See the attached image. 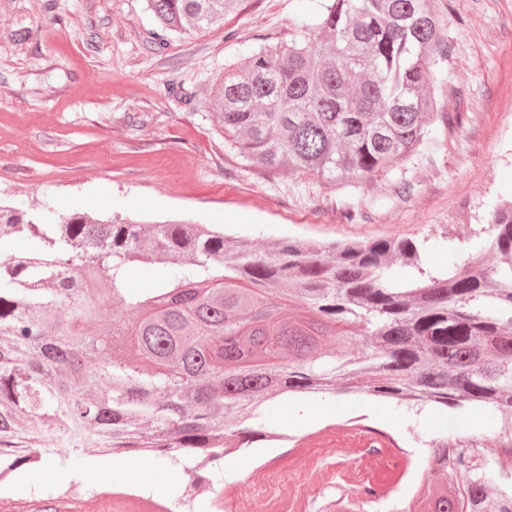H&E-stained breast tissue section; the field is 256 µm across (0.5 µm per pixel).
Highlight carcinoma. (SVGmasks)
I'll return each instance as SVG.
<instances>
[{
	"label": "carcinoma",
	"instance_id": "1",
	"mask_svg": "<svg viewBox=\"0 0 512 512\" xmlns=\"http://www.w3.org/2000/svg\"><path fill=\"white\" fill-rule=\"evenodd\" d=\"M146 2L161 31L183 34L215 27L241 0ZM449 52L429 0H318L288 41L225 70L209 105L254 168L367 179L420 154L434 124L463 125L432 91L449 83ZM487 224V238L448 235L452 261L433 270L425 243L405 238L256 251L201 224L50 218L0 200V466L49 460L32 447L45 433L84 454L214 459L263 434L225 428L228 414L248 420L286 392L360 391L459 415L489 405L512 419V199H497ZM21 237L33 250H15ZM151 262L165 276L127 288L129 268ZM99 284L117 305L105 330ZM287 299L307 319L282 317ZM116 343L133 358H112ZM431 467L448 483L425 481L401 512H512V462L494 450L438 445ZM30 501L63 505L53 485Z\"/></svg>",
	"mask_w": 512,
	"mask_h": 512
}]
</instances>
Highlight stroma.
<instances>
[{"mask_svg":"<svg viewBox=\"0 0 512 512\" xmlns=\"http://www.w3.org/2000/svg\"><path fill=\"white\" fill-rule=\"evenodd\" d=\"M450 53L452 76L436 86L442 112L467 114L456 130H439L423 157L359 183L332 182L285 169L249 167L224 142L205 99L225 67L249 51L287 41L315 0H242L218 29L160 38L145 0H0V200L28 211L75 209L101 217L189 218L223 225L262 248L266 239L319 242L408 238L426 244L429 266L443 268L447 233L488 231L486 212L512 194V0H430ZM410 191L401 195L398 183ZM365 217H342L345 199ZM267 425L305 439L301 453L255 442L251 466L212 461L216 482L193 512H345L336 484L352 466L335 442L310 439L339 420L367 415L407 443L412 472L427 470L430 441L501 432L498 413L474 405L465 416L428 404L421 414L388 398L356 393L283 394L265 402ZM44 447L69 457L92 494L81 512H99V492L154 487L171 501L186 478L181 467L142 453L123 465L110 454L85 457L46 437Z\"/></svg>","mask_w":512,"mask_h":512,"instance_id":"35a3bbf8","label":"stroma"}]
</instances>
